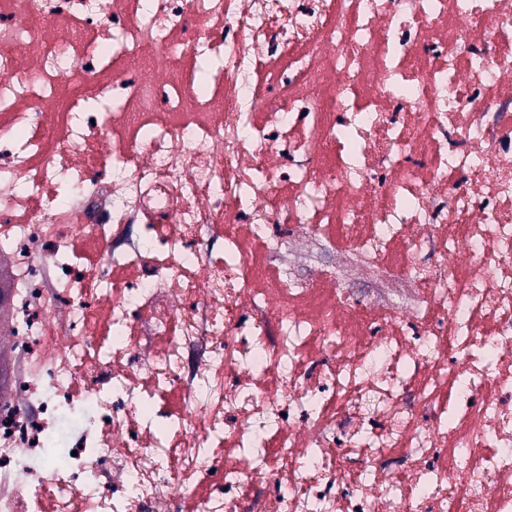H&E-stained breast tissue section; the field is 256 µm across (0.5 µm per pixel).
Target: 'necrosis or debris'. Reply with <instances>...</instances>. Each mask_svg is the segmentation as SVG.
<instances>
[{"label": "necrosis or debris", "mask_w": 512, "mask_h": 512, "mask_svg": "<svg viewBox=\"0 0 512 512\" xmlns=\"http://www.w3.org/2000/svg\"><path fill=\"white\" fill-rule=\"evenodd\" d=\"M1 274L0 512H512V0H0Z\"/></svg>", "instance_id": "1"}]
</instances>
